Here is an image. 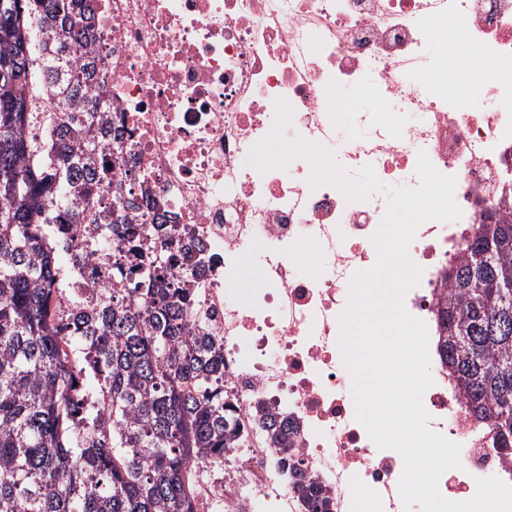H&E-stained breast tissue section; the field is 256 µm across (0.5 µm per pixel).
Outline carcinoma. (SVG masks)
I'll return each instance as SVG.
<instances>
[{
  "label": "carcinoma",
  "mask_w": 512,
  "mask_h": 512,
  "mask_svg": "<svg viewBox=\"0 0 512 512\" xmlns=\"http://www.w3.org/2000/svg\"><path fill=\"white\" fill-rule=\"evenodd\" d=\"M102 61L91 0H0V512H195L191 467L241 439L224 347L191 319L192 245L158 203L101 196L117 174L92 93ZM39 91L67 105L40 138L26 132ZM489 220L452 270L438 353L512 448V329H489L512 326V219ZM72 224L95 233L74 245ZM87 254L112 285L67 287ZM262 428L307 512H328L288 454V422L264 412Z\"/></svg>",
  "instance_id": "cac0c4a2"
}]
</instances>
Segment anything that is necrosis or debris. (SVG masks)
I'll return each instance as SVG.
<instances>
[{"instance_id": "1", "label": "necrosis or debris", "mask_w": 512, "mask_h": 512, "mask_svg": "<svg viewBox=\"0 0 512 512\" xmlns=\"http://www.w3.org/2000/svg\"><path fill=\"white\" fill-rule=\"evenodd\" d=\"M105 59L104 97L123 145L105 140L119 164L178 224L192 229L198 315L224 345V387L249 442L237 449L215 494L224 512H303L289 479L272 466L277 449L258 408L288 418L307 477L352 512L356 496L376 512H422L399 494L401 455L378 448L355 418L352 377L339 341L355 272L371 268L372 237L386 196L351 201L335 185H312L310 161L259 173L251 147L271 130L275 102L293 114L284 136L331 151L348 176L372 165L387 185L414 187L419 152L455 177L462 210L453 222L417 230L410 258L423 269L406 310L438 336L439 299L489 209L512 206V0H97ZM457 27L455 64L441 68L442 31ZM419 70L433 84L415 82ZM454 85L443 95L439 86ZM371 94L386 109L330 110L322 91ZM323 259L317 272L303 247ZM264 286L241 304L233 283L240 258ZM423 395L430 428L461 446V466L439 491L463 502L476 481L512 484V456L478 422L438 355Z\"/></svg>"}]
</instances>
